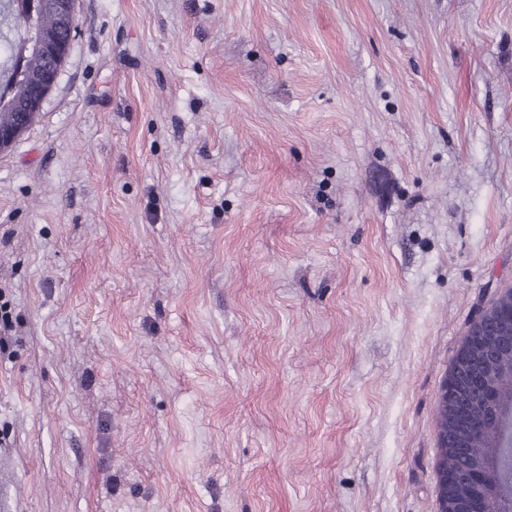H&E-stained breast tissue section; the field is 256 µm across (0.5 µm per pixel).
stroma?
<instances>
[{"label": "stroma", "instance_id": "35a3bbf8", "mask_svg": "<svg viewBox=\"0 0 512 512\" xmlns=\"http://www.w3.org/2000/svg\"><path fill=\"white\" fill-rule=\"evenodd\" d=\"M0 152V512H439L512 289V0H78Z\"/></svg>", "mask_w": 512, "mask_h": 512}]
</instances>
